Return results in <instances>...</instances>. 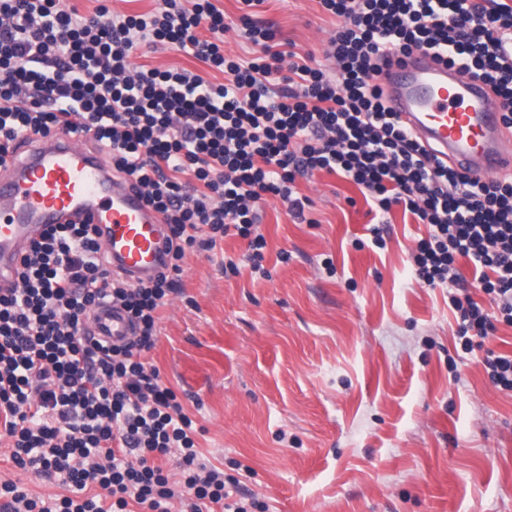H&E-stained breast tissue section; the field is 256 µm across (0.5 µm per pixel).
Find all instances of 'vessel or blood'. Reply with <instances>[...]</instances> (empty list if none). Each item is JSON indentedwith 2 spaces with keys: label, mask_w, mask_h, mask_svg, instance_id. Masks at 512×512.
Wrapping results in <instances>:
<instances>
[{
  "label": "vessel or blood",
  "mask_w": 512,
  "mask_h": 512,
  "mask_svg": "<svg viewBox=\"0 0 512 512\" xmlns=\"http://www.w3.org/2000/svg\"><path fill=\"white\" fill-rule=\"evenodd\" d=\"M376 82L393 111L426 148L475 179L512 173V129L499 98L481 79L416 48L383 67ZM88 222L101 230L112 268L132 282L163 270L166 226L80 135L24 141L0 168V288L13 287L30 243L51 224ZM111 343L131 335L124 312L107 304L86 321Z\"/></svg>",
  "instance_id": "obj_1"
}]
</instances>
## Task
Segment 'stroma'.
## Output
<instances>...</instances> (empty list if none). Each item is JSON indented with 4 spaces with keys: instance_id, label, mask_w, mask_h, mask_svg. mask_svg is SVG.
<instances>
[{
    "instance_id": "stroma-1",
    "label": "stroma",
    "mask_w": 512,
    "mask_h": 512,
    "mask_svg": "<svg viewBox=\"0 0 512 512\" xmlns=\"http://www.w3.org/2000/svg\"><path fill=\"white\" fill-rule=\"evenodd\" d=\"M218 6L225 53L255 57L241 0ZM250 11L301 53L321 55L336 28L319 0ZM296 188L314 221L295 223L267 199L262 271L227 277L218 259L189 255L183 294L160 312L147 360L200 427L202 462L237 478L265 512H512V392L483 365L512 354V327L497 324L458 356L448 297L466 286L416 278L409 253L426 226L393 208L379 249L355 184L317 171ZM1 480L43 498L61 492L4 446Z\"/></svg>"
}]
</instances>
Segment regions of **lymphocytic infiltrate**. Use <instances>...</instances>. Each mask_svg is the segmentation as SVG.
<instances>
[{"mask_svg": "<svg viewBox=\"0 0 512 512\" xmlns=\"http://www.w3.org/2000/svg\"><path fill=\"white\" fill-rule=\"evenodd\" d=\"M337 26L323 59L275 49V33L240 18L261 49L224 51L228 29L213 0H162L155 12L84 17L67 0H0V158L17 139L81 133L167 226L168 264L151 281L114 274L89 224H58L27 252L16 287L0 290V428L24 470L59 477L70 493L34 498L0 483V512H264L232 498L234 477L199 460L196 428L145 356L157 312L182 293L188 253L247 240L252 271L267 241L259 203L279 197L295 218L297 179L317 171L356 184L374 214L372 242L402 206L427 237L411 252L429 287L462 282L489 306L450 296L464 353L512 326V176L473 180L429 151L388 107L375 77L392 54L424 48L482 78L512 128V6L506 0H319ZM173 48L222 73L136 65L141 50ZM120 305L123 344L89 335L97 307ZM176 456L179 481L162 459ZM99 492L84 497L86 488Z\"/></svg>", "mask_w": 512, "mask_h": 512, "instance_id": "1", "label": "lymphocytic infiltrate"}]
</instances>
